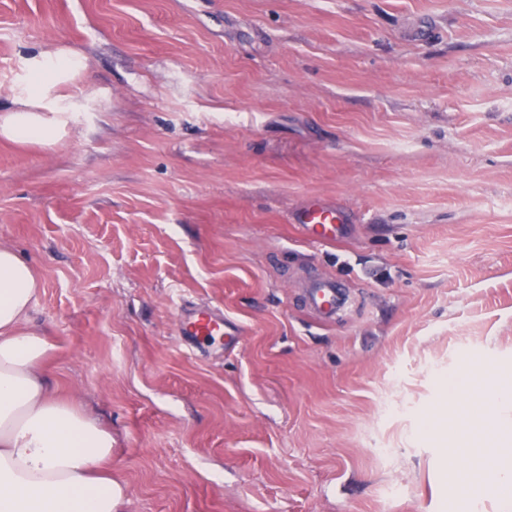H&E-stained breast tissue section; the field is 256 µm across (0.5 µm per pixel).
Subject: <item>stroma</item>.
I'll return each instance as SVG.
<instances>
[{
    "instance_id": "obj_1",
    "label": "stroma",
    "mask_w": 512,
    "mask_h": 512,
    "mask_svg": "<svg viewBox=\"0 0 512 512\" xmlns=\"http://www.w3.org/2000/svg\"><path fill=\"white\" fill-rule=\"evenodd\" d=\"M60 51V134L0 138V244L120 512H503L463 440L512 419V0H0V114ZM313 198L341 240L291 224ZM185 304L240 343L181 346ZM339 291L335 281L317 282L308 290L309 305L321 318H331L336 313V305L340 301Z\"/></svg>"
}]
</instances>
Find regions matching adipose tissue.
<instances>
[{
    "mask_svg": "<svg viewBox=\"0 0 512 512\" xmlns=\"http://www.w3.org/2000/svg\"><path fill=\"white\" fill-rule=\"evenodd\" d=\"M74 61H37L38 81L0 115V138L51 143L64 122L48 89ZM33 266L0 245V512H119L123 491L104 465L109 429L55 395L43 371L53 345L25 324L42 291Z\"/></svg>",
    "mask_w": 512,
    "mask_h": 512,
    "instance_id": "ef3b65f1",
    "label": "adipose tissue"
}]
</instances>
